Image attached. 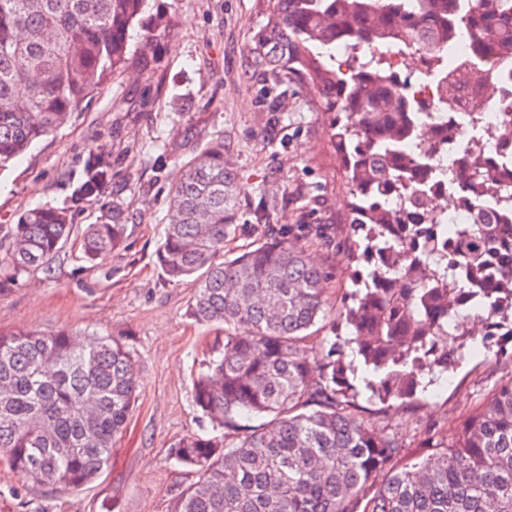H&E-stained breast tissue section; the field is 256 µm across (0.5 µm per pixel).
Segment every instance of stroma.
<instances>
[{"label": "stroma", "instance_id": "35a3bbf8", "mask_svg": "<svg viewBox=\"0 0 512 512\" xmlns=\"http://www.w3.org/2000/svg\"><path fill=\"white\" fill-rule=\"evenodd\" d=\"M148 10L166 13L169 29L151 38L132 30L126 71L0 174L6 229L27 210L72 205L85 159L110 155L108 187L73 205L74 234L48 271L0 283V333L66 329L79 341L117 338L133 355L139 397L108 467L89 484L39 487L0 460V512H175L181 492L195 481L193 469L175 464L169 450L210 427L193 403V384L224 331L190 319L195 279L169 280L156 252L170 190L184 163L214 136L223 135L241 186L237 230L225 255L289 238L327 271L331 305L341 307L353 289L351 198L329 142L328 117L303 82L278 83L254 70L262 23L256 0H149ZM115 207L127 217L126 240L105 260L89 263L81 234ZM511 378L512 356L469 342L445 385L432 393L386 405L363 389L354 402L413 458L422 455L424 437L452 432Z\"/></svg>", "mask_w": 512, "mask_h": 512}]
</instances>
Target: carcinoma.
<instances>
[{
	"mask_svg": "<svg viewBox=\"0 0 512 512\" xmlns=\"http://www.w3.org/2000/svg\"><path fill=\"white\" fill-rule=\"evenodd\" d=\"M148 0H0V172L66 125L126 69L130 30H164ZM264 24L253 65L309 85L330 114L332 150L353 197V234L365 233L342 307L328 304L327 272L305 247L271 239L224 256L237 225L240 185L218 135L183 166L169 199L157 260L171 280L194 277L190 316L224 326V345L194 382L193 402L216 434H193L170 458L195 470L175 512H512V380L475 407L455 434L425 441L413 460L351 411L355 366L336 344L308 346L345 326L382 401L417 394L426 374L451 371L475 333L469 319L512 318V244L484 215L457 227V252L434 251L442 234L423 181L430 158L409 150L423 109L394 81L385 58L345 73L336 49L427 39L446 60L461 30L490 67L512 56V6L495 0H260ZM109 164L90 157L75 190L100 195ZM459 191L500 196L485 155H470ZM407 195L395 207L386 193ZM70 207L20 216L0 237V275L49 269L73 232ZM120 209L88 225L84 257L107 258L125 240ZM462 276L448 282V272ZM138 390L130 351L96 336L80 347L63 330L0 334V456L35 485L65 490L97 478L112 458Z\"/></svg>",
	"mask_w": 512,
	"mask_h": 512,
	"instance_id": "obj_1",
	"label": "carcinoma"
}]
</instances>
